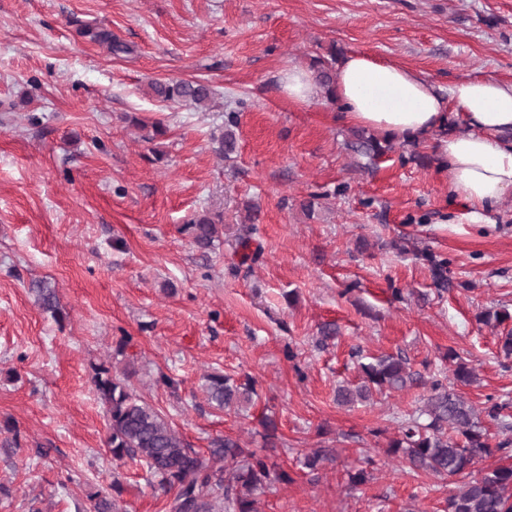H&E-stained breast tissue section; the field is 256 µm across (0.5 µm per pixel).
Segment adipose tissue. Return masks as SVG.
Segmentation results:
<instances>
[{
	"mask_svg": "<svg viewBox=\"0 0 512 512\" xmlns=\"http://www.w3.org/2000/svg\"><path fill=\"white\" fill-rule=\"evenodd\" d=\"M336 102L343 121L391 135L425 140L448 114L460 131L437 144L448 173V196L470 223L485 224L512 194V82L470 78L440 90L411 68L365 53L337 65Z\"/></svg>",
	"mask_w": 512,
	"mask_h": 512,
	"instance_id": "ef3b65f1",
	"label": "adipose tissue"
}]
</instances>
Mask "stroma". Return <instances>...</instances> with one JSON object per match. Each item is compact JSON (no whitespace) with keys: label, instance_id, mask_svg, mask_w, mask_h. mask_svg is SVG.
<instances>
[{"label":"stroma","instance_id":"35a3bbf8","mask_svg":"<svg viewBox=\"0 0 512 512\" xmlns=\"http://www.w3.org/2000/svg\"><path fill=\"white\" fill-rule=\"evenodd\" d=\"M79 23L130 54L86 41ZM333 47L443 89L512 82V0H0V512H93L90 494L116 480L126 512H169L172 494L107 449L92 367L129 360L138 394L201 456L224 435L262 447L273 416L293 481L262 512H442L461 478L385 453L428 387L352 408L336 388L358 383L357 349L402 354L427 379L451 377V351L477 375L467 401L512 402L500 353L512 318L479 320L512 314V195L490 223H449L432 138L359 167L337 106L285 88L289 69ZM169 78L210 84L216 104L161 102L150 84ZM231 112L237 146L222 159L212 138ZM156 123L163 135L146 139ZM206 210L224 228L202 251L186 223ZM42 280L59 315L35 301ZM326 323L339 336L322 347ZM210 374L253 377L251 405L208 402ZM316 448L328 461L303 468ZM367 456L372 480L350 487ZM77 32L79 35L88 38L91 42L105 46L111 54L120 55L131 52L127 45L113 38L112 31L107 28L80 25L77 28Z\"/></svg>","mask_w":512,"mask_h":512}]
</instances>
